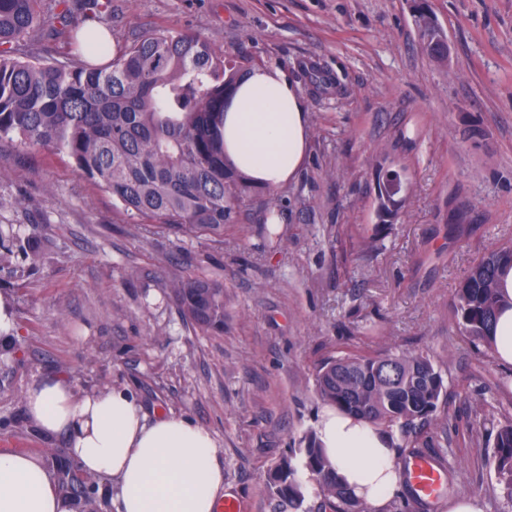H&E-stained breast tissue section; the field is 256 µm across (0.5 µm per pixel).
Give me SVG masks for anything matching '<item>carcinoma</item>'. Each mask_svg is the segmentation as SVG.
<instances>
[{
    "label": "carcinoma",
    "instance_id": "cac0c4a2",
    "mask_svg": "<svg viewBox=\"0 0 512 512\" xmlns=\"http://www.w3.org/2000/svg\"><path fill=\"white\" fill-rule=\"evenodd\" d=\"M39 2L0 0V147L64 153L126 211L185 234L224 237V226L238 223L251 191L224 160V99L247 71L244 63L197 35L168 30L147 32L114 54L102 34L78 25L73 38L86 65L16 58L12 44L29 31L71 25L75 0H56L55 13L40 10ZM415 21L427 54L448 59L426 0ZM394 201L385 174L378 183L380 223L393 221ZM505 265H512V249L490 252L454 295L460 328L486 344ZM168 287L193 329L224 333L221 282L174 277ZM315 387L322 400L352 416L399 428L412 445L446 395L429 355L392 350L325 358L316 368ZM303 443V466L336 512H368L337 482L335 465L315 434L305 435ZM491 460L503 498L512 505V421L497 430ZM268 488L295 508L305 500L298 467L288 456L271 469Z\"/></svg>",
    "mask_w": 512,
    "mask_h": 512
}]
</instances>
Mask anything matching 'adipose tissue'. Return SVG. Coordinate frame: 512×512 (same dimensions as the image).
Listing matches in <instances>:
<instances>
[{
	"label": "adipose tissue",
	"instance_id": "ef3b65f1",
	"mask_svg": "<svg viewBox=\"0 0 512 512\" xmlns=\"http://www.w3.org/2000/svg\"><path fill=\"white\" fill-rule=\"evenodd\" d=\"M309 117L297 86L278 68L254 67L224 102V155L254 186L273 191L306 160ZM504 300L491 351L512 365V267L499 273ZM27 413L45 435L65 434L84 473L115 483L117 512H215L224 496V463L213 434L188 417H148L127 389L77 394L53 378L27 394ZM316 442L356 498L383 508L399 489L395 434L325 405ZM0 512H76L33 455L0 452Z\"/></svg>",
	"mask_w": 512,
	"mask_h": 512
}]
</instances>
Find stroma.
Instances as JSON below:
<instances>
[{"mask_svg": "<svg viewBox=\"0 0 512 512\" xmlns=\"http://www.w3.org/2000/svg\"><path fill=\"white\" fill-rule=\"evenodd\" d=\"M427 4L444 63L423 48L413 0H112L101 23L113 47L188 31L247 67L284 70L309 112V158L219 241L146 227L66 154L0 150V227L45 245L38 264L17 253L0 265L15 322L0 347L1 451L41 457L64 493L93 492L99 512H116L107 479L34 426L26 394L60 376L82 391L125 387L147 411L212 432L241 512H324L315 484L296 511L271 495L268 473L316 428L317 364L392 347L428 353L443 376L448 418L423 437L448 485L419 506L402 487L386 512H448L459 496L512 512L489 462L512 419V367L461 331L451 305L475 262L512 248V0ZM14 54L75 60L66 35L42 29ZM398 168L407 187L382 226L378 182ZM175 276L223 283V335L187 326L166 293Z\"/></svg>", "mask_w": 512, "mask_h": 512, "instance_id": "35a3bbf8", "label": "stroma"}]
</instances>
